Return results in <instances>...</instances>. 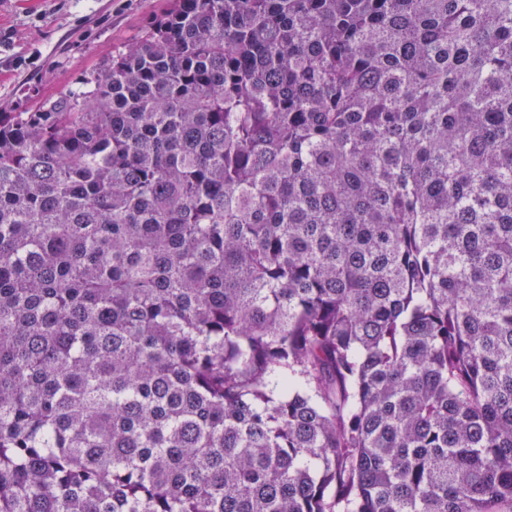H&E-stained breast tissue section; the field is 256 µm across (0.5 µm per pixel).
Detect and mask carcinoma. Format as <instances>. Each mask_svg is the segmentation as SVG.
<instances>
[{
  "instance_id": "cac0c4a2",
  "label": "carcinoma",
  "mask_w": 512,
  "mask_h": 512,
  "mask_svg": "<svg viewBox=\"0 0 512 512\" xmlns=\"http://www.w3.org/2000/svg\"><path fill=\"white\" fill-rule=\"evenodd\" d=\"M512 512V0H174L0 112V512Z\"/></svg>"
}]
</instances>
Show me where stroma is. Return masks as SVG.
<instances>
[{"label": "stroma", "mask_w": 512, "mask_h": 512, "mask_svg": "<svg viewBox=\"0 0 512 512\" xmlns=\"http://www.w3.org/2000/svg\"><path fill=\"white\" fill-rule=\"evenodd\" d=\"M169 0H0V112H35L101 76Z\"/></svg>", "instance_id": "35a3bbf8"}]
</instances>
